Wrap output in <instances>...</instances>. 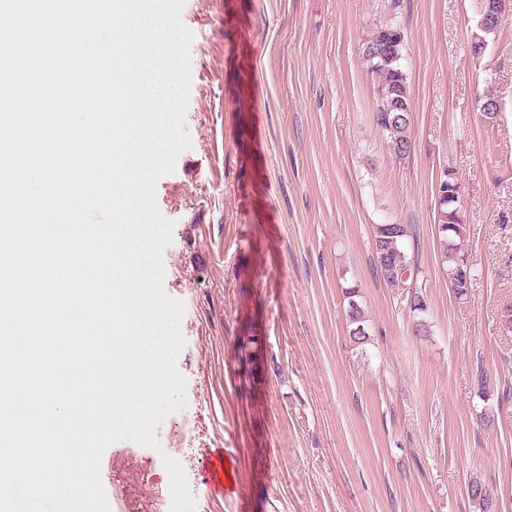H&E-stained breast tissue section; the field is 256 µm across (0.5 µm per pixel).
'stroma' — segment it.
<instances>
[{
	"label": "stroma",
	"instance_id": "35a3bbf8",
	"mask_svg": "<svg viewBox=\"0 0 512 512\" xmlns=\"http://www.w3.org/2000/svg\"><path fill=\"white\" fill-rule=\"evenodd\" d=\"M388 0H186L192 146L157 185L174 220L164 290L184 302L187 407L102 459L111 512H169L162 454L191 469L196 512H512V20L470 53L480 0H401L415 150L392 156L362 56ZM493 89L502 108L482 117ZM463 188L476 280L455 300L437 183ZM417 230L430 334L374 271L376 224ZM358 286L370 339L348 337ZM492 379L479 389L475 370ZM493 422H483L485 412ZM223 450L231 483L202 476Z\"/></svg>",
	"mask_w": 512,
	"mask_h": 512
}]
</instances>
